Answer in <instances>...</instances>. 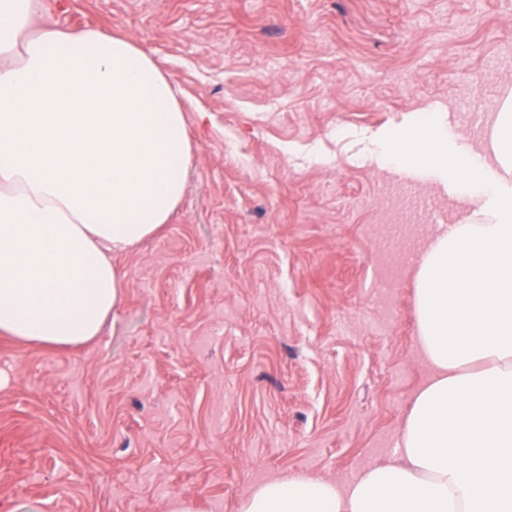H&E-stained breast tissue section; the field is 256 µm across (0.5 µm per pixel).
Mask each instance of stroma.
Returning <instances> with one entry per match:
<instances>
[{
	"label": "stroma",
	"mask_w": 512,
	"mask_h": 512,
	"mask_svg": "<svg viewBox=\"0 0 512 512\" xmlns=\"http://www.w3.org/2000/svg\"><path fill=\"white\" fill-rule=\"evenodd\" d=\"M179 86L184 199L117 257L95 341L0 338V512H238L264 481L393 459L429 368L412 256L472 217L381 144L512 93V0H56ZM206 120H199V113Z\"/></svg>",
	"instance_id": "35a3bbf8"
}]
</instances>
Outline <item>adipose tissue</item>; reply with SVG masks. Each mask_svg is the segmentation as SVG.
<instances>
[{
	"mask_svg": "<svg viewBox=\"0 0 512 512\" xmlns=\"http://www.w3.org/2000/svg\"><path fill=\"white\" fill-rule=\"evenodd\" d=\"M50 0H0V335L47 348L99 336L118 308L113 254L181 203L194 144L179 92L151 55L98 27L48 22ZM390 161L443 164L478 207L412 260L429 380L393 460L348 482L284 476L240 512H512V98L479 148L442 121L397 138Z\"/></svg>",
	"mask_w": 512,
	"mask_h": 512,
	"instance_id": "obj_1",
	"label": "adipose tissue"
}]
</instances>
